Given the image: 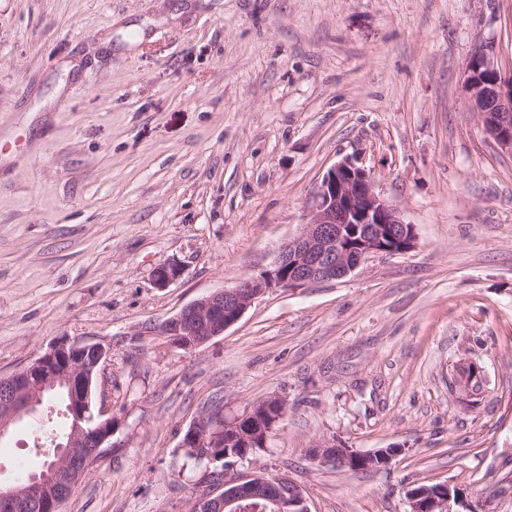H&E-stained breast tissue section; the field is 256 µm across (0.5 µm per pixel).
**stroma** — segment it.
<instances>
[{"label": "stroma", "mask_w": 512, "mask_h": 512, "mask_svg": "<svg viewBox=\"0 0 512 512\" xmlns=\"http://www.w3.org/2000/svg\"><path fill=\"white\" fill-rule=\"evenodd\" d=\"M512 74V0H0V376L61 337L109 344L92 409L112 446L61 512H195L223 463L181 443L216 399L288 411L254 464L311 512H408L445 483L512 512V155L464 88ZM351 158L413 250L276 289L189 349L158 332L272 264ZM177 264L180 278L153 283ZM482 368L477 394L451 387ZM48 410L0 440V484L41 470ZM401 446L385 470L312 462L317 439Z\"/></svg>", "instance_id": "35a3bbf8"}]
</instances>
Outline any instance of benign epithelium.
Masks as SVG:
<instances>
[{"instance_id": "1", "label": "benign epithelium", "mask_w": 512, "mask_h": 512, "mask_svg": "<svg viewBox=\"0 0 512 512\" xmlns=\"http://www.w3.org/2000/svg\"><path fill=\"white\" fill-rule=\"evenodd\" d=\"M479 69L492 76L482 81L466 67L465 88L483 129L500 147L512 155V87L503 90L504 81L491 56L482 52L477 57ZM315 205L302 231L278 251L272 266L255 276H248L235 286L224 288L183 307L167 319L158 332L175 346L180 337L194 336L199 346L221 336L243 316L259 296L276 288L288 290L330 283L356 271L365 260L375 255H395L414 248L413 225L405 223L396 205L381 197L372 176L353 159H344L328 170L315 193ZM179 276L170 264L154 271V281L165 287ZM96 351L97 360L90 365L84 352ZM111 354V348L100 342L62 339L24 367L7 377L0 376V440L12 427L41 408L43 393L56 389L68 391V416L71 432L56 444L55 461L50 467L27 479L21 488L0 490V509L16 512L20 508L34 512H57L75 484L87 469L88 462L98 460L111 447L114 418L84 426L90 410L92 375ZM260 425L255 412L248 410L232 421L224 413L205 410L189 427L184 448L206 449L204 458L223 459L220 450L224 438L236 435L250 442L251 432ZM402 452L400 448H378L361 452L345 448L336 437L318 440L310 449L315 462L339 467L366 466L384 469ZM277 487L288 482L282 476L267 477L257 469L246 477L235 476V499L255 497L257 480ZM410 512H490L491 501L473 507L455 489L446 484L416 486L408 490ZM280 512H310L304 494L276 498Z\"/></svg>"}]
</instances>
